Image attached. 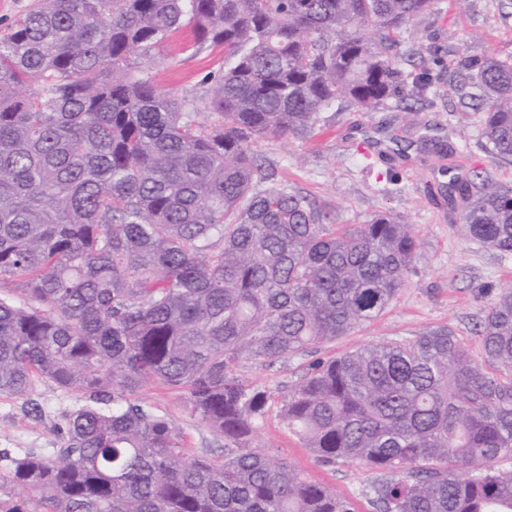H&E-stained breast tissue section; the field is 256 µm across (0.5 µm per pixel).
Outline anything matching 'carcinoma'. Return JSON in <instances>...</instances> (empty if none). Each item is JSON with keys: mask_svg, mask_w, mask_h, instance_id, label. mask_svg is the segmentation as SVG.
Here are the masks:
<instances>
[{"mask_svg": "<svg viewBox=\"0 0 512 512\" xmlns=\"http://www.w3.org/2000/svg\"><path fill=\"white\" fill-rule=\"evenodd\" d=\"M433 0H35L0 39V395L82 392L60 448L12 458L0 512H356L252 448L271 393L245 381L378 319L418 248L378 214L327 223L259 147L338 101L424 91L402 34ZM224 49L207 93L159 89L173 35ZM485 145L512 162V57L464 58ZM464 235L512 254V186L457 187ZM13 284L3 293V285ZM320 359L280 418L323 465L382 472L377 512H512V287L476 325ZM183 390L224 454L188 459L138 397Z\"/></svg>", "mask_w": 512, "mask_h": 512, "instance_id": "carcinoma-1", "label": "carcinoma"}]
</instances>
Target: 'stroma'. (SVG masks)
<instances>
[{
    "label": "stroma",
    "instance_id": "1",
    "mask_svg": "<svg viewBox=\"0 0 512 512\" xmlns=\"http://www.w3.org/2000/svg\"><path fill=\"white\" fill-rule=\"evenodd\" d=\"M190 41L185 31L161 46L150 72L162 89L201 96L206 77L223 65L224 52L207 45L194 49ZM403 46L420 53L438 50L429 65L431 85L422 95L392 99L374 111L346 105L330 112L315 137L262 147L277 166L279 182L307 196L333 223L361 224L386 212L405 217L418 239L408 287L373 324L288 360L248 364L241 370L248 382L275 395L254 447L286 458L310 479L351 499L358 512H375L369 486L376 472L354 463H318L281 422V400L316 359L337 357L367 343L412 340L433 328L453 330L473 356H480L473 325L498 287L512 283V255L464 237L461 210L449 204L446 191L449 179H464L473 170L485 172L493 183L512 184V162L493 159L483 147V110L463 106L457 88L461 58L512 55V0H437L435 9L415 20ZM437 141L453 148V155L435 154ZM34 397L42 408L37 420L24 414L20 401L0 396V449L15 455L53 453L60 445L64 415L84 403L78 392L43 383ZM141 399L171 421L187 457L223 452V438L191 414L184 391L150 385Z\"/></svg>",
    "mask_w": 512,
    "mask_h": 512
}]
</instances>
